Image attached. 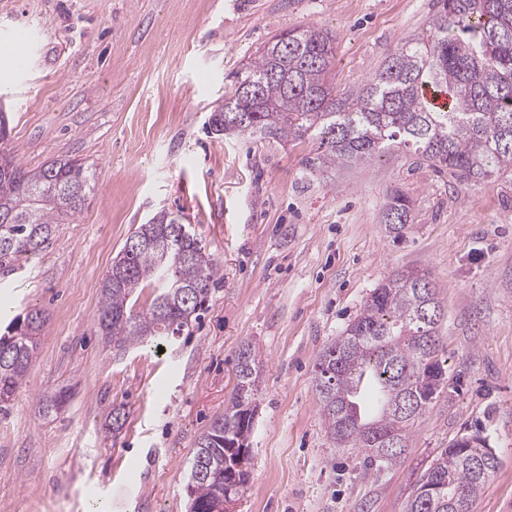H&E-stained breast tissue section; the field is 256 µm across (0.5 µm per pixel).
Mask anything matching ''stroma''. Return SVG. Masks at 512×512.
<instances>
[{
    "instance_id": "stroma-1",
    "label": "stroma",
    "mask_w": 512,
    "mask_h": 512,
    "mask_svg": "<svg viewBox=\"0 0 512 512\" xmlns=\"http://www.w3.org/2000/svg\"><path fill=\"white\" fill-rule=\"evenodd\" d=\"M434 0H0V111L25 168L58 158L94 176L82 212L40 255L0 274V327L47 322L28 374L0 411V512H186L194 442L222 414L236 353L260 349L249 481L236 512H405L420 474L480 430L499 468L472 512H512V170L460 181L400 149L312 176L319 142L211 134L228 77L274 36L337 35L329 80L361 86ZM408 228L382 222L392 190ZM190 225L218 262L199 320L162 347L113 356L94 327L101 281L156 213ZM428 275L448 395L411 426L395 465L336 447L313 366L393 273ZM72 391L59 412L46 396ZM125 417L111 431L113 408Z\"/></svg>"
}]
</instances>
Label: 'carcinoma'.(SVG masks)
I'll return each instance as SVG.
<instances>
[{
  "mask_svg": "<svg viewBox=\"0 0 512 512\" xmlns=\"http://www.w3.org/2000/svg\"><path fill=\"white\" fill-rule=\"evenodd\" d=\"M425 29L406 36L359 89L333 95L327 81L335 64L336 34L297 27L273 38L233 74L231 94L257 87L237 117L218 105L212 132L286 140L308 133L320 137L325 153L310 172L371 162L390 146L404 148L439 170L480 180L512 168V0H436ZM432 87L447 93L448 110L424 97ZM0 168V209L13 212L0 223V272L33 257L82 211L92 175L81 162L58 159L28 170L17 154ZM410 201L400 190L389 196L387 230L401 235ZM175 219L161 211L126 240L102 280L96 332L116 356L153 341L161 345L199 316L217 271L197 237L180 236ZM123 268L124 283L112 282ZM158 283L149 307L133 310L137 293ZM441 308L427 278L416 271L388 277L373 289L341 336L326 345L314 365L319 410L328 435L340 448H361L365 459L396 464L413 423L445 388L437 327ZM44 325L33 310L0 334V403L21 387ZM258 347L243 344L236 359V384L224 413L194 443L191 465L204 461L207 474L189 472L188 512H213L217 500L246 491L248 471L224 467L249 450L256 413ZM380 396L377 410L357 416L353 403L361 377ZM391 436L397 448L384 445ZM483 442L452 443L433 458L406 502V512H453L454 499L471 504L494 474L477 469Z\"/></svg>",
  "mask_w": 512,
  "mask_h": 512,
  "instance_id": "carcinoma-1",
  "label": "carcinoma"
}]
</instances>
